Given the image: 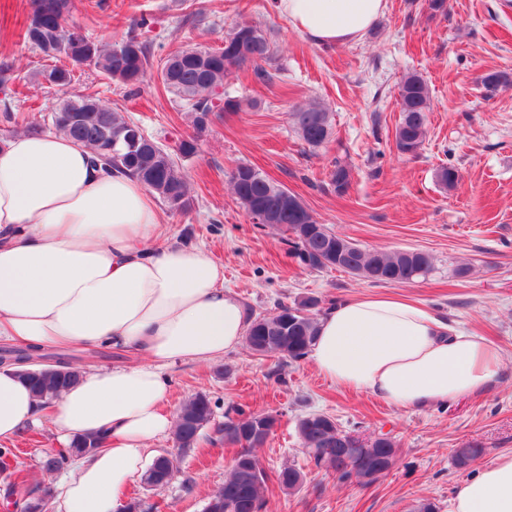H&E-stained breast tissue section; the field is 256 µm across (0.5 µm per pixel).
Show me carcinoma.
Instances as JSON below:
<instances>
[{
	"label": "carcinoma",
	"instance_id": "obj_1",
	"mask_svg": "<svg viewBox=\"0 0 512 512\" xmlns=\"http://www.w3.org/2000/svg\"><path fill=\"white\" fill-rule=\"evenodd\" d=\"M71 0H31V12L25 29L26 42L49 59L64 58L77 67L92 66L110 80L127 87H137L151 75H156L164 89L170 92L193 114L197 130L205 129L218 112L236 113L241 100L224 92V81L237 68L253 65L259 78H269L265 68L273 60V45L264 30L248 22H235L216 49L183 48L172 53L162 67L153 69L148 43L131 28L118 43H104L87 37L82 29L68 23ZM39 81L63 92L52 124L55 130L71 136L90 148L109 166L136 176L149 191L173 209L187 204L188 186L177 169L176 156L196 152L195 140L183 139L171 151L143 133V130L121 113L93 95H68L73 70L66 66L44 68L36 74ZM401 119L395 128L397 151L411 156L417 154L426 139L430 109L427 82L416 74L401 81L398 91ZM300 139L312 148L325 144L331 136L329 112L317 103H310L291 113ZM436 177L445 189H452L460 174L453 165L441 167ZM230 184L240 206L250 216L266 215V223L288 234L284 239L285 256L297 260L311 270L327 268L334 260L343 271H362V278L375 284L410 283L425 276L431 269L429 254L419 250L384 252L367 250L336 234L318 222L308 207L282 185L269 179L248 164H239L230 172ZM351 175L347 166L338 164L331 183L338 193L347 191ZM321 313L320 300L304 297L293 304H277L273 313L256 317L246 336L247 347L256 355L276 356L287 362H297L309 352L317 332ZM77 370L58 364L21 376L34 394L49 404L78 380ZM263 422L267 435L274 434L278 419L271 412L238 409L225 413L224 422L214 423L211 400L197 394L186 400L176 417L174 440L181 454L194 451L202 431L212 430L210 442L238 448L224 484L212 491L204 512H262L271 484L288 493L300 489L304 475L288 465L270 477L255 450L265 444L252 440L255 425ZM297 433L302 447L318 469L332 470L338 481L346 482L362 471L383 466L386 460L396 461V441H386L372 448H348L342 442L336 420L324 413H312L298 420ZM107 443L100 433L83 436L67 448L47 456L43 469L59 471L72 457L82 452L92 453ZM477 445L458 448L454 464L468 467L481 454ZM174 459L167 453L157 455L142 477V483H154L162 488L169 484L174 472ZM9 493L26 500L35 495L38 487L28 483L27 476L12 472Z\"/></svg>",
	"mask_w": 512,
	"mask_h": 512
}]
</instances>
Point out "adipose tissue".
Here are the masks:
<instances>
[{
  "instance_id": "ef3b65f1",
  "label": "adipose tissue",
  "mask_w": 512,
  "mask_h": 512,
  "mask_svg": "<svg viewBox=\"0 0 512 512\" xmlns=\"http://www.w3.org/2000/svg\"><path fill=\"white\" fill-rule=\"evenodd\" d=\"M388 0H270L310 40H360ZM163 215L135 177L101 163L60 132L18 131L0 140V343L37 352L107 345L138 362L82 370L44 407L14 365L0 366V442L50 417L61 446L104 433L108 445L80 459L59 486L58 512H119L150 447L173 432L163 409L166 368L236 350L250 312L224 286V268L201 248L156 246ZM341 388L422 411L481 394L501 353L408 297L372 293L320 316L310 350ZM448 512H512V453L461 482Z\"/></svg>"
}]
</instances>
